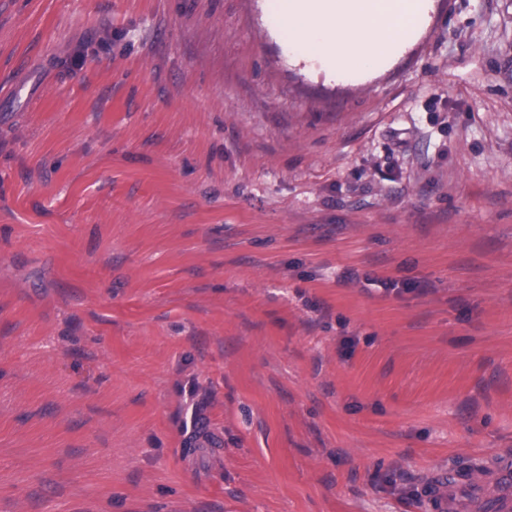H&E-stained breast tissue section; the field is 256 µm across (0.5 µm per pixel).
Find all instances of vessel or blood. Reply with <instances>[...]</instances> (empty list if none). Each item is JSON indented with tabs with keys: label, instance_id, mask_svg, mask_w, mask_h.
<instances>
[{
	"label": "vessel or blood",
	"instance_id": "b4317fda",
	"mask_svg": "<svg viewBox=\"0 0 512 512\" xmlns=\"http://www.w3.org/2000/svg\"><path fill=\"white\" fill-rule=\"evenodd\" d=\"M499 489L486 496L477 479L462 481L455 472L437 471L426 487L428 512H512V465L497 472Z\"/></svg>",
	"mask_w": 512,
	"mask_h": 512
}]
</instances>
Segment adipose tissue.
<instances>
[{
  "instance_id": "ef3b65f1",
  "label": "adipose tissue",
  "mask_w": 512,
  "mask_h": 512,
  "mask_svg": "<svg viewBox=\"0 0 512 512\" xmlns=\"http://www.w3.org/2000/svg\"><path fill=\"white\" fill-rule=\"evenodd\" d=\"M428 0H272L279 34L335 71L377 72L421 31Z\"/></svg>"
}]
</instances>
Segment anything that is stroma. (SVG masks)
Here are the masks:
<instances>
[{
	"label": "stroma",
	"instance_id": "obj_1",
	"mask_svg": "<svg viewBox=\"0 0 512 512\" xmlns=\"http://www.w3.org/2000/svg\"><path fill=\"white\" fill-rule=\"evenodd\" d=\"M14 87L0 512H426L512 458V0L371 78L265 0H0Z\"/></svg>",
	"mask_w": 512,
	"mask_h": 512
}]
</instances>
